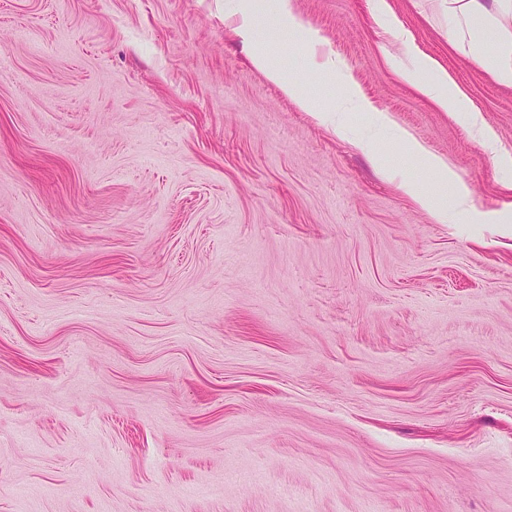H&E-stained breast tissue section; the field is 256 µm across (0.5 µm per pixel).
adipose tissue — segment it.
I'll use <instances>...</instances> for the list:
<instances>
[{"instance_id": "obj_1", "label": "adipose tissue", "mask_w": 512, "mask_h": 512, "mask_svg": "<svg viewBox=\"0 0 512 512\" xmlns=\"http://www.w3.org/2000/svg\"><path fill=\"white\" fill-rule=\"evenodd\" d=\"M446 3L449 43L497 84L512 88V0H446ZM252 62L302 109L315 113L322 122L341 126L350 104L357 102L360 103L371 127L379 129L390 124L386 112L361 102L354 84H346L344 101L331 109L321 110L304 94L303 80L285 75L271 63L265 52H254ZM405 78L445 111L461 112L467 114L471 121H478V111L451 83L447 75L436 72L431 62H423L420 69L407 72ZM396 138L408 152L420 159L429 174L442 185L452 186L449 205L467 214L472 212L468 189L446 161L429 153L404 132H397Z\"/></svg>"}]
</instances>
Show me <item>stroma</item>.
Masks as SVG:
<instances>
[{"label":"stroma","mask_w":512,"mask_h":512,"mask_svg":"<svg viewBox=\"0 0 512 512\" xmlns=\"http://www.w3.org/2000/svg\"><path fill=\"white\" fill-rule=\"evenodd\" d=\"M242 4L0 0V512H512V247L436 222L394 139L512 211V88L439 0H293L392 120L336 129ZM424 58L494 148L403 79ZM401 188L437 221L443 222V211L446 207L438 203L435 197L426 194L415 182H402Z\"/></svg>","instance_id":"35a3bbf8"}]
</instances>
